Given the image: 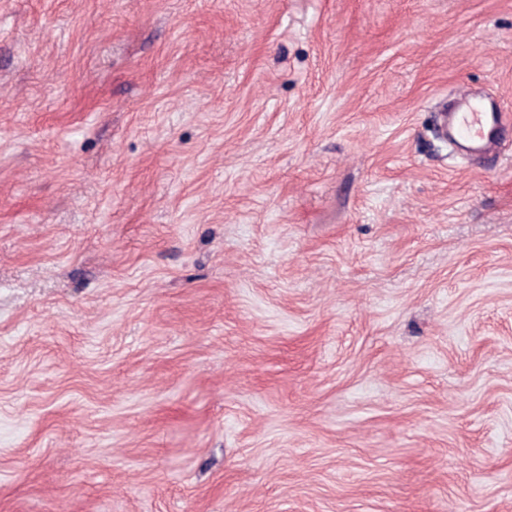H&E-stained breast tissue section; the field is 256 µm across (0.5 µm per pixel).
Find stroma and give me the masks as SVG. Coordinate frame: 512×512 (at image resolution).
<instances>
[{
    "label": "stroma",
    "instance_id": "obj_1",
    "mask_svg": "<svg viewBox=\"0 0 512 512\" xmlns=\"http://www.w3.org/2000/svg\"><path fill=\"white\" fill-rule=\"evenodd\" d=\"M512 0H0V512H512ZM458 100V111L448 114L449 140L456 146L486 153L508 122L506 113L494 110L491 101L478 98L468 90H463Z\"/></svg>",
    "mask_w": 512,
    "mask_h": 512
}]
</instances>
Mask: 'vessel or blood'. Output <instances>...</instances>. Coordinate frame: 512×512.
I'll use <instances>...</instances> for the list:
<instances>
[{"label": "vessel or blood", "mask_w": 512, "mask_h": 512, "mask_svg": "<svg viewBox=\"0 0 512 512\" xmlns=\"http://www.w3.org/2000/svg\"><path fill=\"white\" fill-rule=\"evenodd\" d=\"M458 100V111L450 113L448 119L449 140L469 150L488 151L506 125L505 113L466 90L460 93Z\"/></svg>", "instance_id": "obj_1"}]
</instances>
